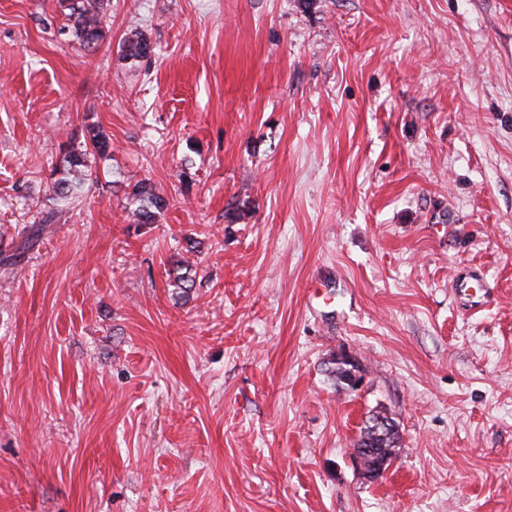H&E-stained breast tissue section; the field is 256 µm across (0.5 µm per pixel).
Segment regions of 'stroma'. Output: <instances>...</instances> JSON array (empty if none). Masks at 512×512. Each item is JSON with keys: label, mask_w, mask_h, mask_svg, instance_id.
I'll return each mask as SVG.
<instances>
[{"label": "stroma", "mask_w": 512, "mask_h": 512, "mask_svg": "<svg viewBox=\"0 0 512 512\" xmlns=\"http://www.w3.org/2000/svg\"><path fill=\"white\" fill-rule=\"evenodd\" d=\"M106 3L0 0V512H512V0ZM69 9L70 35L85 47L95 48L106 35L104 0H74ZM109 149L110 142L106 135L94 127L88 129V136L80 149L74 143L62 145L65 164L63 168H55L51 173L52 189L56 197L61 201L68 200L74 189L92 176L87 168V156L94 153L104 155ZM130 195L139 203L134 210L138 224L154 223L156 211L163 209L165 200L156 194L147 181L140 180L133 184ZM155 209L156 211H153ZM486 284V275L481 269H466L460 271L454 278L457 296L460 300L470 303V308L473 309H479L490 301ZM475 288H478L479 294Z\"/></svg>", "instance_id": "35a3bbf8"}]
</instances>
